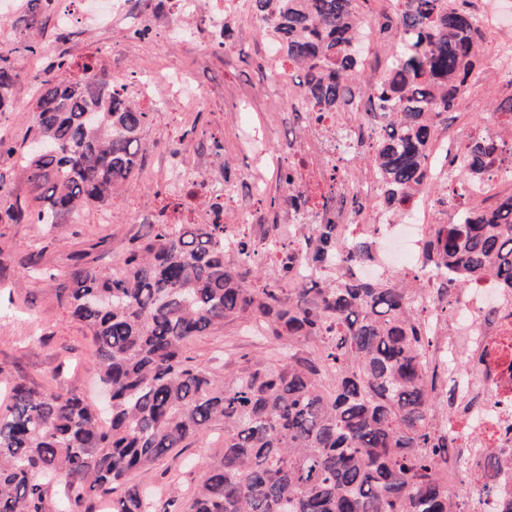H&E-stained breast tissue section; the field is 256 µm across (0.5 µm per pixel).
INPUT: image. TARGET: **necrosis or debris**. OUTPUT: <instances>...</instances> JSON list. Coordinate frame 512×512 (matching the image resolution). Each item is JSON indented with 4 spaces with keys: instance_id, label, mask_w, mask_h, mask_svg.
<instances>
[{
    "instance_id": "obj_1",
    "label": "necrosis or debris",
    "mask_w": 512,
    "mask_h": 512,
    "mask_svg": "<svg viewBox=\"0 0 512 512\" xmlns=\"http://www.w3.org/2000/svg\"><path fill=\"white\" fill-rule=\"evenodd\" d=\"M468 7L482 32L493 39L485 60L486 69L512 90V14L498 8L493 0H468ZM126 9V0H73L72 5L58 9L57 20L65 29L84 21L108 24L125 15ZM120 81L124 95L138 101L147 112L166 108L188 114L208 103L207 96L199 92L186 72L161 76L152 66L145 65L122 75ZM379 125L370 99L362 91L354 93L344 112L327 114L319 122L308 121L304 128L306 147H289L287 158L277 159L273 165L280 168L290 162L300 168L309 160H317L320 182H295L300 192L316 197L317 204L308 212L285 206L276 217L273 234L264 236L261 254L274 266H281L288 255L294 254L299 238L310 225L332 224L336 227L333 272L337 277L380 282L393 273L415 272L424 278L425 287L415 295L414 306L426 334L437 339L429 350L430 367L437 376L447 377L450 389L467 396L479 393L485 397L483 403L451 417L447 423L455 440L448 457L457 463L448 472V491L456 493L467 476L480 473V481L487 484L488 491L479 498V512H501L504 494L512 489V472H481L476 444L484 442L512 460V304L498 280L488 275L471 283L457 299L450 317L442 318L436 312L432 286L448 270L426 264L423 256V242L432 225L457 220L464 211L462 198L444 194L448 185L456 181V171L448 161L461 156L464 131L448 125L433 143L431 152L441 172L431 188L416 193L403 210L394 211L378 204L368 214L364 204L370 200L378 203L381 182L376 171L359 177L355 170L361 154L378 136ZM340 139L348 148L341 166L343 185L341 190L329 191L325 184L330 180L336 142ZM269 165L258 160L247 174L245 184L251 202L246 206L240 205L234 184L223 181L202 185L203 163L187 147L182 148L178 166L169 169L163 183L176 194L203 196L201 210L205 223L221 221L225 238L233 241L245 227L261 228L266 224L259 205L269 189ZM467 193L482 196L492 206L511 196L512 149L506 150L488 174L468 184ZM361 232L371 234L372 253L364 260H349L350 241Z\"/></svg>"
}]
</instances>
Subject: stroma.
Returning a JSON list of instances; mask_svg holds the SVG:
<instances>
[{
    "mask_svg": "<svg viewBox=\"0 0 512 512\" xmlns=\"http://www.w3.org/2000/svg\"><path fill=\"white\" fill-rule=\"evenodd\" d=\"M227 23L236 39L223 54L212 55L205 53L196 37L172 40L163 50L153 37L130 40L127 25L116 20L112 23V56L98 57L97 64L114 76L133 70L148 58L165 71L192 70L196 86L213 94L210 107L187 119L177 112L154 113L142 133L147 158L159 165L169 162L170 149L182 148V134L192 128L205 144L204 155L213 158L222 173L239 181L254 160L240 147L249 127L262 128L269 154L284 155L301 135L306 118L289 111L272 94V69L260 61L263 38L245 0H232ZM97 36V26L83 22L67 42L46 37L41 62L49 64L64 54L74 65H81L95 55ZM470 84L467 110L448 115L469 133L484 127L494 102L505 94L494 77L480 70L474 72ZM244 97L252 98L251 111L239 109L238 102ZM165 196L161 184L140 178L132 190L108 206L92 208L77 224H0V291L11 295L10 301L0 303L1 372L24 377L40 390L74 391L89 403L99 402L94 346L84 325L73 317L69 303L59 299L58 290L68 286V273L77 254H84L89 265L111 266L131 238L148 230L147 225L130 223V215L162 209ZM28 259L52 270L53 279L27 277L22 263ZM275 347L284 351L288 344L266 336L254 323L235 321L195 338L186 354L202 363L221 356L228 370L235 371L244 358L267 356ZM223 445V429L212 426L188 447L176 449L142 474L140 480L155 490L158 499H166L172 488L200 484L205 462L218 455Z\"/></svg>",
    "mask_w": 512,
    "mask_h": 512,
    "instance_id": "1",
    "label": "stroma"
}]
</instances>
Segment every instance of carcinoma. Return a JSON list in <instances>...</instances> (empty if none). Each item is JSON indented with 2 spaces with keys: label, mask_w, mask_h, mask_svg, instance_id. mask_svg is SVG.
<instances>
[{
  "label": "carcinoma",
  "mask_w": 512,
  "mask_h": 512,
  "mask_svg": "<svg viewBox=\"0 0 512 512\" xmlns=\"http://www.w3.org/2000/svg\"><path fill=\"white\" fill-rule=\"evenodd\" d=\"M368 2L248 0L278 34L317 121L342 111L361 78L353 33L370 21ZM391 2L380 22L398 39L367 88L388 130L366 160L382 203L401 209L428 184L431 144L468 93L460 79L482 59L467 0ZM79 70L61 55L34 79L27 147L0 137V157L20 164L25 183L0 224H77L133 186L151 113L120 98L119 79L93 63ZM24 77L0 53V107ZM505 147L479 131L465 143L459 179L482 177L477 162ZM335 231L312 225L298 242L301 258L332 266ZM255 252L242 236L237 262L227 261L222 224H151L114 266L75 265L66 296L112 394L107 424L73 391L1 379L0 512H158L133 475L216 422L224 448L192 496L172 493L163 512H461L448 497L452 440L428 374L431 341L411 310L415 289L396 274L290 288L288 268L258 283ZM371 252L368 235L352 240L351 259ZM424 252L450 272L435 285L442 299L484 275L511 295L512 198L434 225ZM241 319L288 340V356L226 374L185 355L193 337ZM481 459L486 472L507 465L493 448Z\"/></svg>",
  "instance_id": "cac0c4a2"
}]
</instances>
